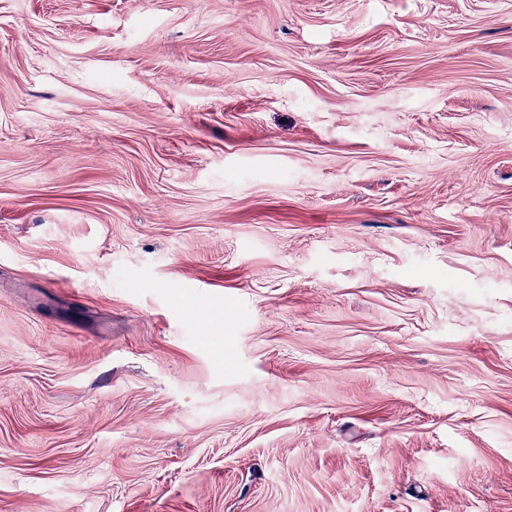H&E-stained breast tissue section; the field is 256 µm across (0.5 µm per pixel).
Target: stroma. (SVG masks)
Listing matches in <instances>:
<instances>
[{
  "mask_svg": "<svg viewBox=\"0 0 512 512\" xmlns=\"http://www.w3.org/2000/svg\"><path fill=\"white\" fill-rule=\"evenodd\" d=\"M0 512H512V0H0Z\"/></svg>",
  "mask_w": 512,
  "mask_h": 512,
  "instance_id": "obj_1",
  "label": "stroma"
}]
</instances>
